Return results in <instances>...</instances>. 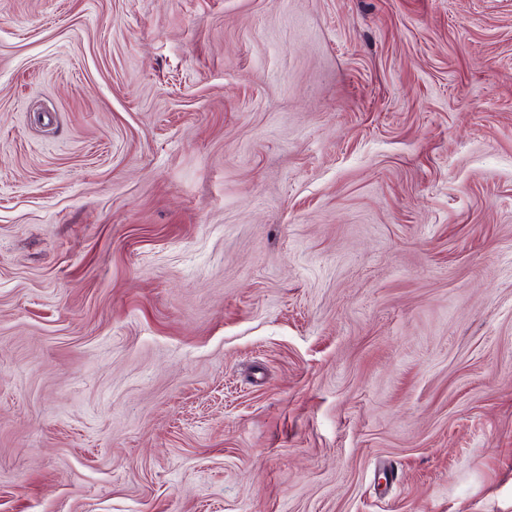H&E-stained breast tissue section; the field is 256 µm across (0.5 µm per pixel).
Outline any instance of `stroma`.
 <instances>
[{
    "mask_svg": "<svg viewBox=\"0 0 512 512\" xmlns=\"http://www.w3.org/2000/svg\"><path fill=\"white\" fill-rule=\"evenodd\" d=\"M0 512H512V0H0Z\"/></svg>",
    "mask_w": 512,
    "mask_h": 512,
    "instance_id": "1",
    "label": "stroma"
}]
</instances>
